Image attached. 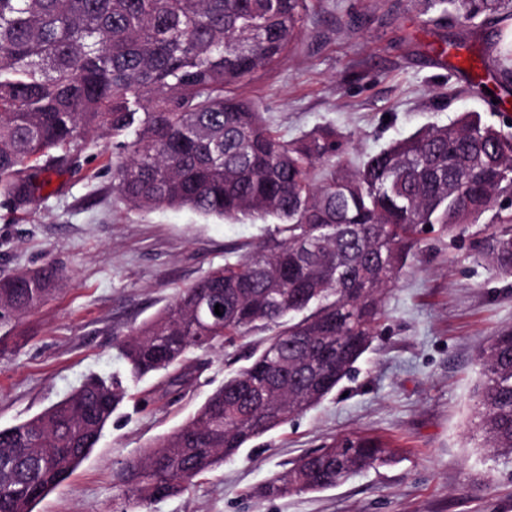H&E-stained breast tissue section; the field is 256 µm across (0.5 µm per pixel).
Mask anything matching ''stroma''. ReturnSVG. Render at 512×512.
I'll list each match as a JSON object with an SVG mask.
<instances>
[{
	"instance_id": "obj_1",
	"label": "stroma",
	"mask_w": 512,
	"mask_h": 512,
	"mask_svg": "<svg viewBox=\"0 0 512 512\" xmlns=\"http://www.w3.org/2000/svg\"><path fill=\"white\" fill-rule=\"evenodd\" d=\"M460 27L426 12L423 0H312L292 49L228 93L250 101L289 139L335 127L355 159L464 111L499 122L481 98L464 93V75L426 48ZM115 144L88 137L38 206L18 210L0 200V278L47 265L65 275L43 305L0 324V429L40 413L88 374L125 375L117 339L179 289L277 234L271 223L130 207L113 186ZM385 313L354 377L321 405L147 512H512V463L492 460L469 439L478 355L512 326V278L493 274L471 237L425 234ZM266 337L255 330L190 351L188 375L176 385L129 383L96 448L35 512H115L114 476L123 463L189 419ZM351 433L386 442L393 460L323 491L252 496L291 461Z\"/></svg>"
}]
</instances>
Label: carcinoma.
<instances>
[{
	"label": "carcinoma",
	"mask_w": 512,
	"mask_h": 512,
	"mask_svg": "<svg viewBox=\"0 0 512 512\" xmlns=\"http://www.w3.org/2000/svg\"><path fill=\"white\" fill-rule=\"evenodd\" d=\"M308 0H0V197L43 201L52 175L92 133L122 138L113 184L139 209L189 208L224 221L272 218L281 238L211 270L118 343L130 376L176 367L255 329L272 331L192 418L116 472L117 512H144L325 400L370 349L384 299L426 227L454 241L477 227L478 253L512 277V117L479 112L431 124L352 165L330 125L288 140L225 89L276 63L303 33ZM468 29L428 48L471 50L475 20L501 27L479 59L512 90V0H426ZM53 267L0 279V322L44 303ZM220 306L222 315L215 314ZM288 349V384L278 352ZM482 447L512 458V327L479 354ZM127 397L88 376L39 414L0 429V512L34 506L97 446ZM360 435L300 457L256 495L333 487L386 460Z\"/></svg>",
	"instance_id": "obj_1"
}]
</instances>
